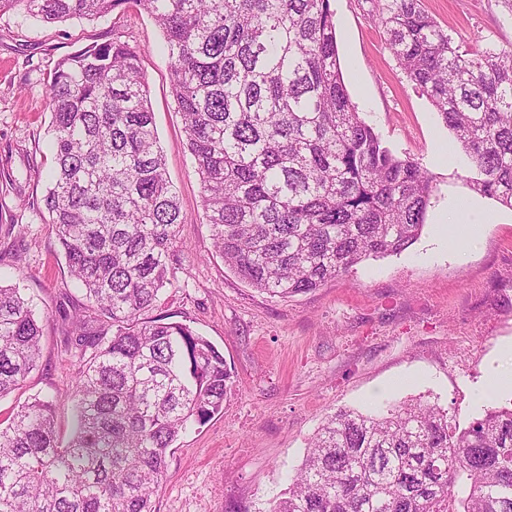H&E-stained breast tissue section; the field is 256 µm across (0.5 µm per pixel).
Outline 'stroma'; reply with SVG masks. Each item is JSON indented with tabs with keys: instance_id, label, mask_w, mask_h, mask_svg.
Wrapping results in <instances>:
<instances>
[{
	"instance_id": "obj_1",
	"label": "stroma",
	"mask_w": 512,
	"mask_h": 512,
	"mask_svg": "<svg viewBox=\"0 0 512 512\" xmlns=\"http://www.w3.org/2000/svg\"><path fill=\"white\" fill-rule=\"evenodd\" d=\"M456 42L512 47V13L499 0H422ZM341 71L351 101L384 146L419 161L436 190L419 238L400 254L290 299L258 293L214 251L199 177L171 96L164 36L143 9L46 24L0 14V283L17 284L44 325L38 366L0 399V420L30 397L64 398L79 370L68 331L81 295L40 211L52 167L46 106L54 64L114 37L139 51L154 120L182 222L173 266L151 314L189 324L224 355L233 386L224 409L174 443L156 512H268L288 487L307 443L337 409L376 412L396 401L437 402L466 425L490 407L511 408L512 209L476 194L454 136L415 88L368 15L367 0H332ZM475 200L464 246L450 248V205Z\"/></svg>"
}]
</instances>
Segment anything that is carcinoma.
<instances>
[{
    "mask_svg": "<svg viewBox=\"0 0 512 512\" xmlns=\"http://www.w3.org/2000/svg\"><path fill=\"white\" fill-rule=\"evenodd\" d=\"M124 4L163 32L213 247L244 283L293 297L418 239L434 176L352 104L331 0H0V13L62 23ZM370 4L470 187L512 209V48L462 47L421 0ZM48 80L43 206L86 300L71 323L75 426L62 443L56 404L39 398L0 421V512H156L170 448L224 410L232 371L189 325L142 318L175 284L181 218L138 52L86 47ZM42 337L30 300L0 284V398L37 367ZM268 512H512V408L463 428L427 402L340 410Z\"/></svg>",
    "mask_w": 512,
    "mask_h": 512,
    "instance_id": "1",
    "label": "carcinoma"
}]
</instances>
